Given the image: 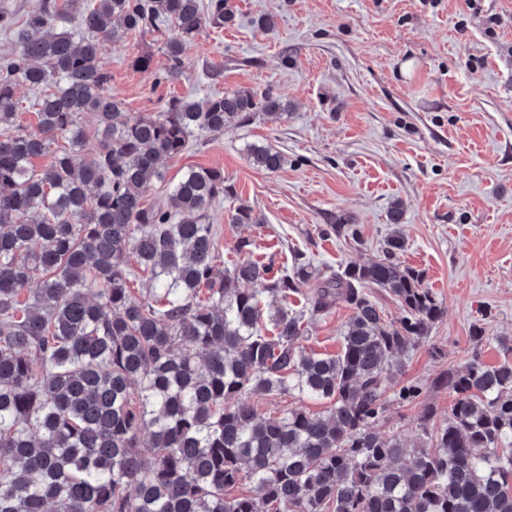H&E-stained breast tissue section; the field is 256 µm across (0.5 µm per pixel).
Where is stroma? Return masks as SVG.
<instances>
[{
  "label": "stroma",
  "mask_w": 512,
  "mask_h": 512,
  "mask_svg": "<svg viewBox=\"0 0 512 512\" xmlns=\"http://www.w3.org/2000/svg\"><path fill=\"white\" fill-rule=\"evenodd\" d=\"M224 27H208L183 50V76L156 83L166 64L156 34L105 44L101 62L112 93L135 115L158 111L173 95L272 91L283 115L257 114L247 125L195 135L164 162L166 178L146 203L164 205L190 168L223 172L232 196L208 221L224 264L238 260L241 237L252 259L274 268L304 253L317 268L363 264L392 234L403 265L420 270L444 309L428 342L402 360L393 388L416 382L425 392L393 404L378 431L416 440L423 416L448 417L454 396L435 378L460 370L473 353L483 363L512 361L499 344L512 337V0H229ZM152 57L150 70L135 57ZM285 157L270 173L253 166L252 146ZM265 221H232L239 205ZM402 223L389 221L392 206ZM348 224L352 235L325 233ZM349 308L305 318L303 345L322 355L341 349ZM484 327L486 340L472 333ZM267 419L326 402L298 394H254Z\"/></svg>",
  "instance_id": "obj_1"
}]
</instances>
